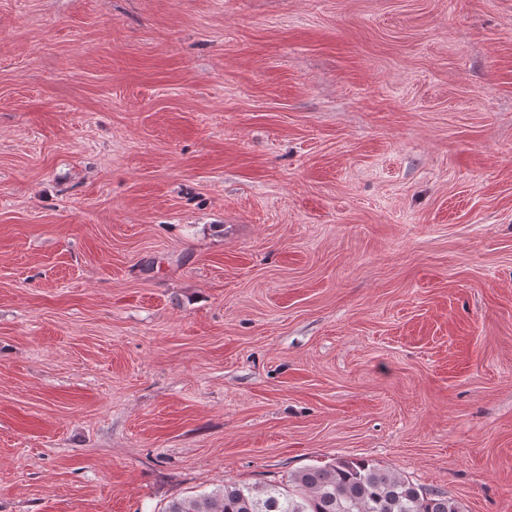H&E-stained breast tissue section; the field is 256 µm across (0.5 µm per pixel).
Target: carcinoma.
Segmentation results:
<instances>
[{
	"instance_id": "cac0c4a2",
	"label": "carcinoma",
	"mask_w": 512,
	"mask_h": 512,
	"mask_svg": "<svg viewBox=\"0 0 512 512\" xmlns=\"http://www.w3.org/2000/svg\"><path fill=\"white\" fill-rule=\"evenodd\" d=\"M164 512H460L440 490L427 489L366 458L338 457L306 466L285 482L246 485L174 501Z\"/></svg>"
}]
</instances>
